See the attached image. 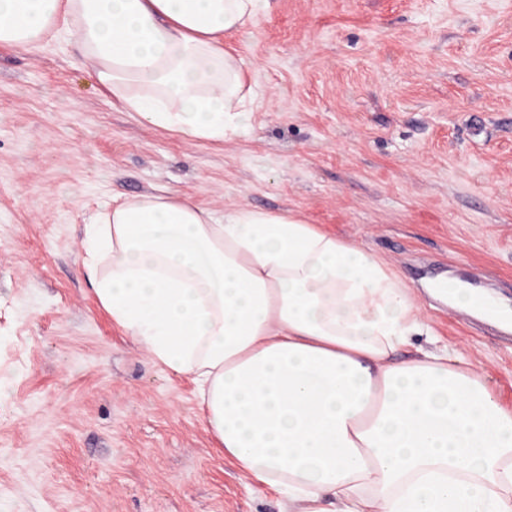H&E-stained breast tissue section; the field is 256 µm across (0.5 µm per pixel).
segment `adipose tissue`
<instances>
[{
  "label": "adipose tissue",
  "instance_id": "1",
  "mask_svg": "<svg viewBox=\"0 0 512 512\" xmlns=\"http://www.w3.org/2000/svg\"><path fill=\"white\" fill-rule=\"evenodd\" d=\"M268 0H0V45L76 38L113 103L226 142L248 128L224 43ZM101 306L149 357L191 374L226 455L301 512H512V412L429 353L408 289L299 215L140 196L85 227Z\"/></svg>",
  "mask_w": 512,
  "mask_h": 512
}]
</instances>
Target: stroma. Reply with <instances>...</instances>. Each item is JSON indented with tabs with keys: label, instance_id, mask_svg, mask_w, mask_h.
Wrapping results in <instances>:
<instances>
[{
	"label": "stroma",
	"instance_id": "stroma-1",
	"mask_svg": "<svg viewBox=\"0 0 512 512\" xmlns=\"http://www.w3.org/2000/svg\"><path fill=\"white\" fill-rule=\"evenodd\" d=\"M227 36L240 138L112 104L74 47H0V512H289L208 431L187 375L99 303L84 226L131 196L289 210L387 263L512 411V0H269ZM467 281L497 314L457 306Z\"/></svg>",
	"mask_w": 512,
	"mask_h": 512
}]
</instances>
